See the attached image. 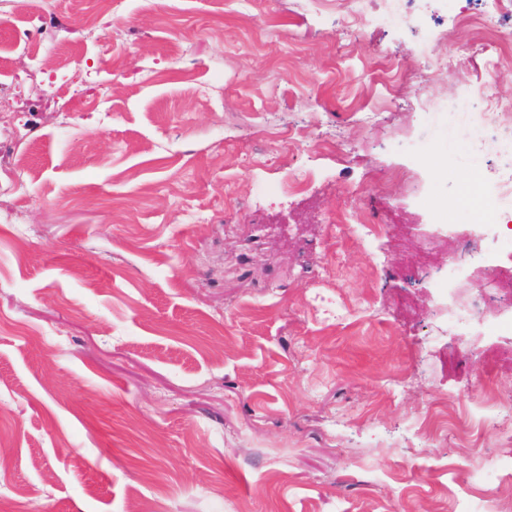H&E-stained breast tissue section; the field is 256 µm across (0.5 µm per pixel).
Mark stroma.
<instances>
[{
  "label": "stroma",
  "mask_w": 512,
  "mask_h": 512,
  "mask_svg": "<svg viewBox=\"0 0 512 512\" xmlns=\"http://www.w3.org/2000/svg\"><path fill=\"white\" fill-rule=\"evenodd\" d=\"M347 6L0 0L6 512H464L496 489L476 469L512 480L464 395L512 398V311L448 318L512 265L445 285L478 226L443 204L495 173L423 107L483 81L477 34L461 0L397 30L372 0L351 43ZM424 43L465 65L432 73ZM290 125L299 148L264 165ZM373 204L388 228L343 247L336 290L370 309L327 329L330 224Z\"/></svg>",
  "instance_id": "1"
}]
</instances>
